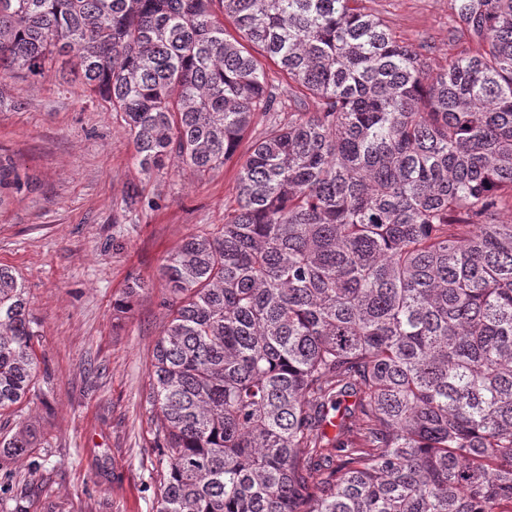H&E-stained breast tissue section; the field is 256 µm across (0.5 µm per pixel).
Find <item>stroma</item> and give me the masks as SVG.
<instances>
[{"instance_id": "stroma-1", "label": "stroma", "mask_w": 512, "mask_h": 512, "mask_svg": "<svg viewBox=\"0 0 512 512\" xmlns=\"http://www.w3.org/2000/svg\"><path fill=\"white\" fill-rule=\"evenodd\" d=\"M452 0H363L400 40L424 44L432 66L471 42ZM276 96L242 148L298 108L312 109L265 63ZM0 155L25 186L0 191V265L23 282L38 331L37 374L26 398L0 411V432L30 430V453L0 447L28 512H156L154 414L146 403L155 344L168 321L160 268L190 235L216 231L235 204L238 161L196 175L178 159L145 173L120 113L46 76L0 88ZM144 204L124 209L128 190ZM148 287L130 311L133 279Z\"/></svg>"}]
</instances>
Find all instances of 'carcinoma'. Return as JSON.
Listing matches in <instances>:
<instances>
[{
  "label": "carcinoma",
  "instance_id": "1",
  "mask_svg": "<svg viewBox=\"0 0 512 512\" xmlns=\"http://www.w3.org/2000/svg\"><path fill=\"white\" fill-rule=\"evenodd\" d=\"M359 2L0 0V78L97 95L147 173L231 160L271 108L263 58L315 103L162 266L157 512L512 505V0H453L474 49L436 70ZM22 187L0 160V189ZM35 336L0 266V410L29 391Z\"/></svg>",
  "mask_w": 512,
  "mask_h": 512
}]
</instances>
